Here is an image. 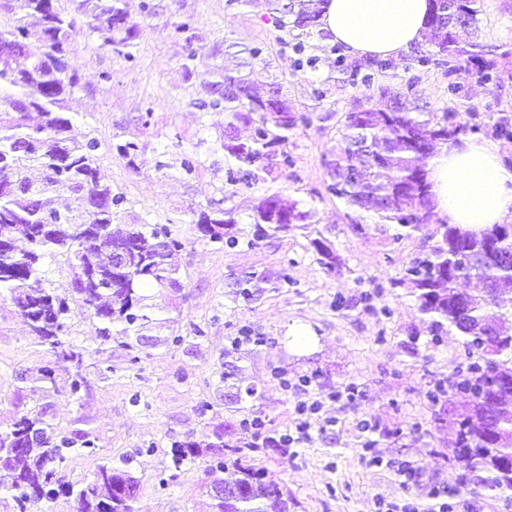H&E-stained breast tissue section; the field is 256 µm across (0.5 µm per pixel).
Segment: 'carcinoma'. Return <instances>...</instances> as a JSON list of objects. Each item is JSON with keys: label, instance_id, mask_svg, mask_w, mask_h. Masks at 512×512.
Listing matches in <instances>:
<instances>
[{"label": "carcinoma", "instance_id": "1", "mask_svg": "<svg viewBox=\"0 0 512 512\" xmlns=\"http://www.w3.org/2000/svg\"><path fill=\"white\" fill-rule=\"evenodd\" d=\"M71 12L62 10L58 0H26L32 22L20 20L0 28V43H24L38 34L48 46L36 48L31 59L21 54L9 65L0 64V88L13 90L0 109V291L9 297L29 334L49 346L53 360L41 369V380L55 384L56 371L63 364L74 370L70 391L76 395L84 384V355L63 340V318L74 305L101 323L105 340L123 336L128 347L141 345V331L151 322L146 313L144 291L151 286L180 287L179 272L169 263L183 248L179 231L171 224L112 225L125 196L101 181L97 169L99 142L82 141L71 134L72 121L63 112L64 101L78 85L68 72L65 56L74 30L73 16L87 19L89 30L103 45L117 54L132 57L130 48L139 35L124 0H69ZM230 4H259L272 15L277 30H295L323 38L320 20L328 0H229ZM482 0H431L424 32L425 44L416 50L421 65H448V75L460 68L476 71L488 82H499L500 69L494 49L472 41L462 43L457 32L478 22ZM277 41L291 47L293 69H314L319 58L307 52L305 43ZM249 61L232 69L216 70L218 80L209 85L210 98L202 106L229 112L232 121L224 125V163L231 185L256 184L268 172L267 161L289 168L293 159L286 151L288 133L310 124L307 112L288 102L287 81L272 75L264 49H246ZM337 67L354 78L361 69L392 67L389 60L368 59L354 69ZM267 86L265 93L257 86ZM389 103L346 113L341 145L336 158L326 163L327 194L341 199L351 209L371 211L379 232L395 226L411 234L428 230L434 240L429 252L416 258L406 269V279L418 290L420 312L435 332L468 323L474 328L495 323L499 340L486 346L473 333L466 334L467 348L478 354L470 365L474 379L457 383L473 395V404L459 422V458L470 468L493 474L491 486L512 489V472L503 461L512 455V311L500 305V297L512 292V238L497 235L498 225L464 229L436 221L432 183L424 158L448 144L459 142L463 126L454 112H423L409 103V92L381 90ZM41 116L35 126L28 123L29 111ZM251 128L247 138L238 135L237 124ZM112 149L134 166L141 152L135 140H120ZM70 193L81 207L59 210L52 196ZM305 211L298 203L271 194L253 208L252 240L270 234L287 233L304 227ZM234 210L224 201L211 202L196 222L198 238L208 244L234 248ZM126 249L125 263L114 264V250ZM317 261L327 271L336 270L338 258L330 240H310ZM47 258L59 259L71 276V301L58 298L43 270ZM467 269L484 288L479 297L458 291L459 271ZM258 417L222 424L215 441L205 446L188 438L172 450V464L199 461L204 474L227 465L235 468L236 498H215L212 512H288V498L274 482L267 481L255 467L243 463L245 451L256 448L253 430L263 428ZM72 441L56 433L46 419V410H34L15 417L0 427V490L15 493L18 502L44 497L58 486V493L71 497L75 512H134L140 490L129 461L124 466L102 464L91 478L74 487L58 478Z\"/></svg>", "mask_w": 512, "mask_h": 512}]
</instances>
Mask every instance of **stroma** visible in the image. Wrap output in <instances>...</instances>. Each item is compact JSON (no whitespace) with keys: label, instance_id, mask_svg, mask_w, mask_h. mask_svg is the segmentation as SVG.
<instances>
[{"label":"stroma","instance_id":"35a3bbf8","mask_svg":"<svg viewBox=\"0 0 512 512\" xmlns=\"http://www.w3.org/2000/svg\"><path fill=\"white\" fill-rule=\"evenodd\" d=\"M141 2L126 0L141 23L129 60L77 21L68 63L79 85L66 110L77 136L99 140L101 180L126 198L118 223L178 227L184 246L174 262L184 296L150 290V312L160 325L146 332L150 344L140 357L102 341L97 320L72 311L67 338L88 354L86 382L76 395L62 380L43 387L40 369L51 352L0 297V423L45 405L62 435H88L95 453L73 452L61 471L75 486L98 464L131 458L140 480L136 512H212L210 477L189 462L174 468L172 446L188 436L210 441L217 423L254 416L265 420L269 436L297 438L247 459L282 489L288 512H379L408 502L423 510L435 490L447 512H507L502 492L486 488V471L465 469L456 455L470 397L448 382L472 359L456 330L432 334L413 285L403 279L422 250V234L395 240L354 233L352 222L370 224L375 216L326 193L325 162L339 147L345 113L376 102L383 87L411 88L419 107L454 112L472 135L491 138V125L512 117V79L485 84L466 69L451 77L445 68L418 65L409 51L366 84L338 72L330 41L315 35L306 45L320 56L319 66L296 72L263 8L152 0L156 11L147 17ZM181 20L191 24V41L173 32ZM477 27L485 44L512 48V0H483ZM253 44L264 45L271 73L287 75L292 105L311 113L312 123L288 135L292 168L276 166L257 185L234 187L224 176L227 116L199 108L198 101L216 66L239 64L244 46ZM189 46L197 60L187 71ZM317 87L327 91L319 100L312 95ZM121 139L142 144L136 167L112 153ZM188 156L198 160L190 175L181 168ZM269 194L297 201L308 214L306 230L253 241L252 208ZM219 198L235 211L240 243L232 249L201 243L194 232L199 212ZM320 235L334 245L335 272H326L309 247ZM283 269L291 278L285 288L277 283ZM246 278L247 298L239 286ZM167 319L182 335L180 345L162 344ZM243 327L263 345L232 350ZM297 327L312 334L307 347L290 343L288 331ZM229 366L255 393L228 407L222 374ZM350 388L357 392L352 400ZM205 401L210 411H202ZM304 402L319 403L318 412L303 417ZM305 421L310 428L302 436Z\"/></svg>","mask_w":512,"mask_h":512}]
</instances>
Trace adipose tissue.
Returning a JSON list of instances; mask_svg holds the SVG:
<instances>
[{
  "label": "adipose tissue",
  "mask_w": 512,
  "mask_h": 512,
  "mask_svg": "<svg viewBox=\"0 0 512 512\" xmlns=\"http://www.w3.org/2000/svg\"><path fill=\"white\" fill-rule=\"evenodd\" d=\"M429 0H329L323 29L356 57L396 58L419 43ZM436 212L464 228L512 219V169L497 144L468 138L428 162Z\"/></svg>",
  "instance_id": "1"
}]
</instances>
